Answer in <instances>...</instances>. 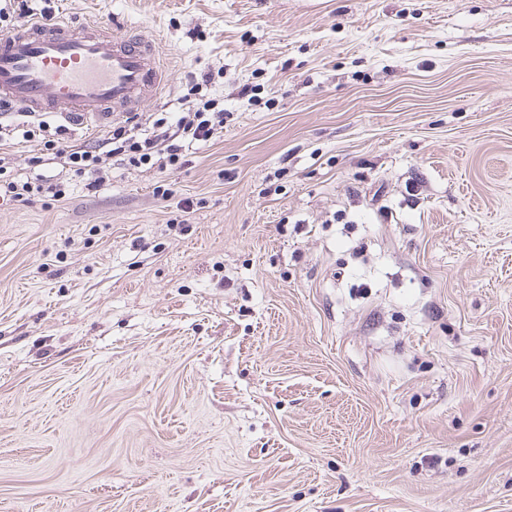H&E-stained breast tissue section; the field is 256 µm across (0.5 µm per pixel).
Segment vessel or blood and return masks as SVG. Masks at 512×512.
<instances>
[{
  "label": "vessel or blood",
  "mask_w": 512,
  "mask_h": 512,
  "mask_svg": "<svg viewBox=\"0 0 512 512\" xmlns=\"http://www.w3.org/2000/svg\"><path fill=\"white\" fill-rule=\"evenodd\" d=\"M169 83L155 41L86 21L33 20L0 36V105L79 125L134 109Z\"/></svg>",
  "instance_id": "obj_1"
}]
</instances>
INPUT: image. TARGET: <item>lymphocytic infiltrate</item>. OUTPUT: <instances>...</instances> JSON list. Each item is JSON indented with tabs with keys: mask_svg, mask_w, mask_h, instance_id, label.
<instances>
[{
	"mask_svg": "<svg viewBox=\"0 0 512 512\" xmlns=\"http://www.w3.org/2000/svg\"><path fill=\"white\" fill-rule=\"evenodd\" d=\"M224 131V112L214 100L199 101L195 111L179 118L155 112L149 118L140 113L126 115L120 125L112 127L95 144L71 139L67 125L33 123H0V144L17 139H41L48 154L59 159L63 169L85 182L87 189L97 187L96 175L105 166L155 167L161 170L187 164V152L199 142H207Z\"/></svg>",
	"mask_w": 512,
	"mask_h": 512,
	"instance_id": "1",
	"label": "lymphocytic infiltrate"
}]
</instances>
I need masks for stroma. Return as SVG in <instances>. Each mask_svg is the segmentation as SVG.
<instances>
[{"label": "stroma", "instance_id": "35a3bbf8", "mask_svg": "<svg viewBox=\"0 0 512 512\" xmlns=\"http://www.w3.org/2000/svg\"><path fill=\"white\" fill-rule=\"evenodd\" d=\"M55 5L224 131L0 200V512H512V0Z\"/></svg>", "mask_w": 512, "mask_h": 512}]
</instances>
